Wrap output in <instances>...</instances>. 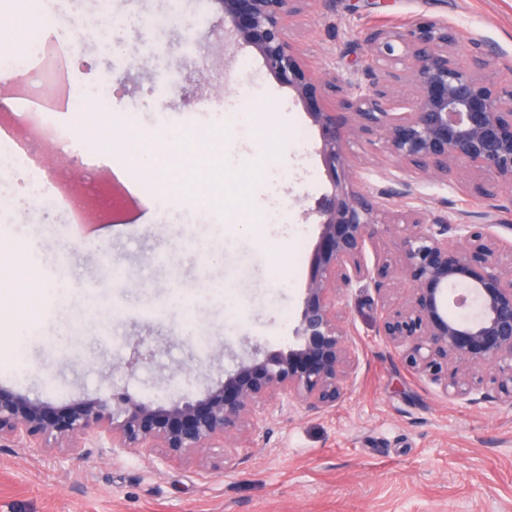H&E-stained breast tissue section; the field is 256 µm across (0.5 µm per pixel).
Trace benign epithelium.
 <instances>
[{
    "instance_id": "1",
    "label": "benign epithelium",
    "mask_w": 512,
    "mask_h": 512,
    "mask_svg": "<svg viewBox=\"0 0 512 512\" xmlns=\"http://www.w3.org/2000/svg\"><path fill=\"white\" fill-rule=\"evenodd\" d=\"M235 39L252 47L266 70L306 106L320 134L330 182L309 213L318 242L293 337L285 351L252 356L224 372L200 398L156 405L123 395L82 399L59 413L49 404L0 388V442L23 437L51 450L79 447L96 431L113 448H159L168 456L209 464L210 448H235L256 432L259 405L287 399L322 411L341 399L356 365L347 342L351 291L371 288L380 299L377 333L402 350L411 371L447 397L467 403L493 398L512 408V225L497 219L495 189L512 190V65L494 67L496 50L471 45L436 20L365 33L371 63L350 77L312 74L290 41V23L309 3L332 0H213ZM403 63V68L395 64ZM408 88L401 92L398 87ZM335 98L318 105L322 94ZM349 111L350 123L336 118ZM401 161L406 169L383 187L366 188L349 151L351 136ZM491 189L484 223L469 213L451 218L426 208L393 209L417 197V178L432 174L453 189L459 166ZM385 227L397 234L393 256L365 259ZM407 281L408 297L393 299ZM468 287L448 313V290ZM495 367L492 392L476 369Z\"/></svg>"
}]
</instances>
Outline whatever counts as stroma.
<instances>
[{
    "label": "stroma",
    "mask_w": 512,
    "mask_h": 512,
    "mask_svg": "<svg viewBox=\"0 0 512 512\" xmlns=\"http://www.w3.org/2000/svg\"><path fill=\"white\" fill-rule=\"evenodd\" d=\"M64 0L52 31L67 37L75 88L112 84L113 113L138 103L140 141L161 125L208 142L202 172L183 181L179 207L153 202L166 188L148 179L145 200L99 195L104 220L82 235L52 224L31 202L23 221L0 222V268L19 290L0 296V387L63 407L122 393L154 404L197 396L232 368L248 343L286 349L299 315L318 227L305 210L330 188L319 131L293 92L251 48L215 50L224 16L211 0ZM129 18L135 55H115L112 15ZM440 19L468 41L494 45L512 63V0H334L314 6L290 37L315 74L349 76L367 56L366 31ZM183 86L163 112L158 81ZM248 107L249 125H222ZM306 132L298 142V132ZM370 184L398 162L350 141ZM484 181L455 192L424 177L417 206L482 211ZM55 293L30 297L35 284ZM373 289L350 297V343L358 363L335 407L309 412L268 405L253 439L231 449V467L210 470L155 451L0 446V512H512V409L460 404L407 367L376 331ZM28 329L24 363L9 352L15 322ZM207 338L195 343L196 335ZM150 339L136 355L131 337Z\"/></svg>",
    "instance_id": "obj_1"
}]
</instances>
